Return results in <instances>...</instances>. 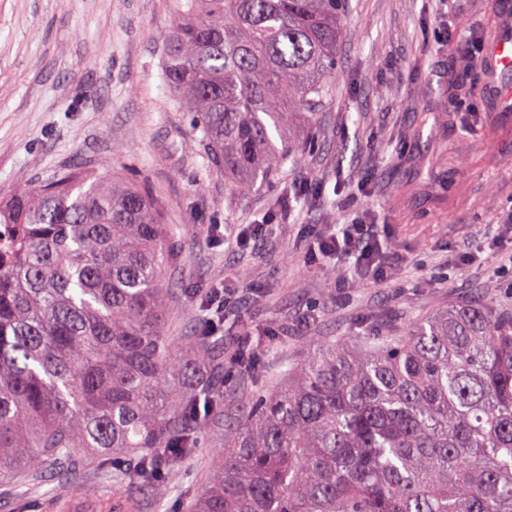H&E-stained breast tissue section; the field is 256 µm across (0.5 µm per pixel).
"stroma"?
Segmentation results:
<instances>
[{"mask_svg": "<svg viewBox=\"0 0 512 512\" xmlns=\"http://www.w3.org/2000/svg\"><path fill=\"white\" fill-rule=\"evenodd\" d=\"M171 0H0V197L73 166L143 187L162 207L176 256L165 267L166 328L198 336L211 288L248 273L255 295L224 310L225 357L260 334L257 367L208 368L190 452L164 495L128 481L134 459L74 451L72 476L0 477V512H193L243 391L274 389L320 338L373 342L481 293L512 310V108L473 54L512 32L493 0H345L322 123L299 166L239 195L206 164L189 112L163 83ZM294 181L313 191L288 197ZM387 224V281L307 266L315 225ZM274 218L258 249L217 243Z\"/></svg>", "mask_w": 512, "mask_h": 512, "instance_id": "35a3bbf8", "label": "stroma"}]
</instances>
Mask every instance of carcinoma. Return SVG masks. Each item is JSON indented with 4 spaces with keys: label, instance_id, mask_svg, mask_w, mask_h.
I'll list each match as a JSON object with an SVG mask.
<instances>
[{
    "label": "carcinoma",
    "instance_id": "obj_1",
    "mask_svg": "<svg viewBox=\"0 0 512 512\" xmlns=\"http://www.w3.org/2000/svg\"><path fill=\"white\" fill-rule=\"evenodd\" d=\"M344 0H176L162 79L208 165L266 185L320 125ZM0 474L67 475L74 449L161 472L189 447L208 342L177 359L170 240L142 188L88 169L0 200ZM196 512H512V314L486 296L374 344L318 342L239 397Z\"/></svg>",
    "mask_w": 512,
    "mask_h": 512
}]
</instances>
